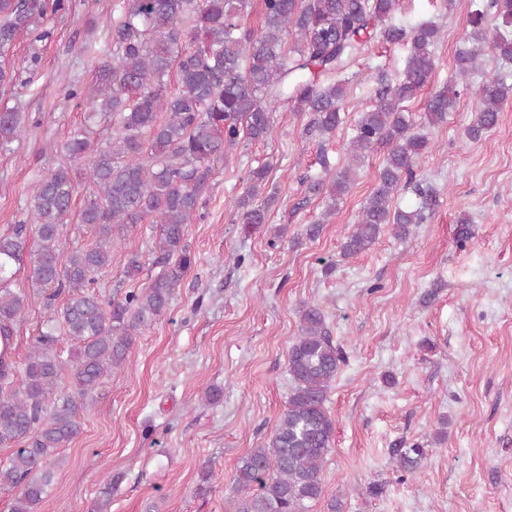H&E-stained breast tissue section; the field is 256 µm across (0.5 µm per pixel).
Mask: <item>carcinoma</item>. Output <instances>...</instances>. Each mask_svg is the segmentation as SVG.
Listing matches in <instances>:
<instances>
[{
	"label": "carcinoma",
	"mask_w": 512,
	"mask_h": 512,
	"mask_svg": "<svg viewBox=\"0 0 512 512\" xmlns=\"http://www.w3.org/2000/svg\"><path fill=\"white\" fill-rule=\"evenodd\" d=\"M254 0H126L112 21L110 59L98 66L91 87L69 95L86 98L89 110L61 147L64 161L33 187L32 223L15 224L0 235V447H11L0 461V491H17L11 512H40L52 479L58 449L80 430L79 417L104 377L127 362L134 335L160 319L193 258L185 244L186 225L201 218L202 200L218 161L241 142L261 141L279 105L313 114L311 126L329 135L343 123L342 88L323 84L319 75L343 71L361 51L365 36L388 20L399 0H260L262 27L244 20ZM501 18L491 41L480 31L484 10L471 14V46L458 51L463 78L479 69L489 47L512 60V0H490ZM69 10L68 0H0V86L13 82V48L23 33L40 40L48 17ZM393 44L411 43L400 80L377 78L375 104L360 113L349 142L358 162L377 146L387 147L378 183L342 245V255L369 250L390 224L399 237L431 218L436 196L416 179L418 157L431 148L416 130L404 103L430 81L432 47L439 30L431 22L412 27L391 24L383 31ZM512 87L496 78L478 91L467 138L494 128ZM459 92L431 95L424 127L445 122ZM104 124L110 136L94 141ZM25 132L22 113L0 109V151ZM86 171L87 204L79 223L94 231L95 242L68 255L61 251L63 228L77 194L72 166ZM266 177L252 171L237 203V220L263 224L271 198L257 202ZM350 168L308 189L323 193L334 210L346 193ZM413 186L418 201L393 206L401 186ZM161 225L157 249L164 268L148 287L118 300L97 290L110 267L117 237L144 224ZM28 261L27 285L12 287L16 267ZM41 297L53 309L34 337L22 368L16 369L12 341L29 299ZM300 328L289 349L293 387L288 407L267 442L244 456L234 475L233 512H308L307 503L323 493L321 472L330 452L334 422L325 410L327 394L346 362L334 345L319 305L299 307ZM71 343V359L58 352ZM71 371V390H60ZM398 468L414 473L426 449L417 442L394 448ZM112 477H107L91 512H110Z\"/></svg>",
	"instance_id": "cac0c4a2"
}]
</instances>
